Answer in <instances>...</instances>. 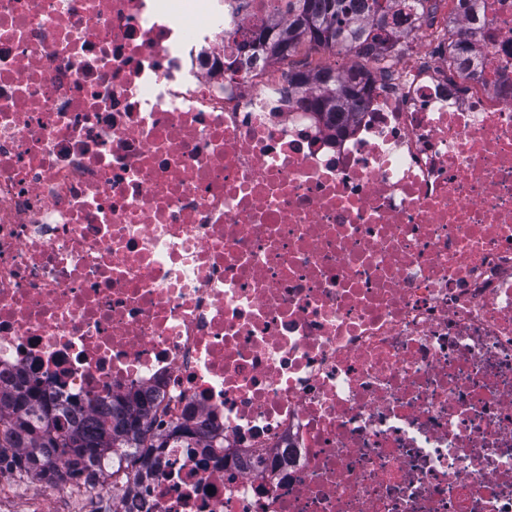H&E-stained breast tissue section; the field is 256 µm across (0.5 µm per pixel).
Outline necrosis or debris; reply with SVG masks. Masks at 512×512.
I'll use <instances>...</instances> for the list:
<instances>
[{"mask_svg":"<svg viewBox=\"0 0 512 512\" xmlns=\"http://www.w3.org/2000/svg\"><path fill=\"white\" fill-rule=\"evenodd\" d=\"M438 4L332 130L269 0H0V377L220 428L123 512H512V0Z\"/></svg>","mask_w":512,"mask_h":512,"instance_id":"obj_1","label":"necrosis or debris"}]
</instances>
